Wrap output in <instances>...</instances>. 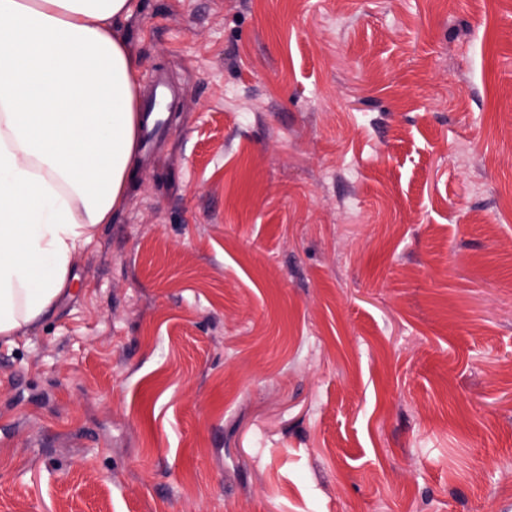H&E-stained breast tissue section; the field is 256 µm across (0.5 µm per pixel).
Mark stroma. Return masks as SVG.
I'll return each instance as SVG.
<instances>
[{
	"label": "stroma",
	"instance_id": "stroma-1",
	"mask_svg": "<svg viewBox=\"0 0 512 512\" xmlns=\"http://www.w3.org/2000/svg\"><path fill=\"white\" fill-rule=\"evenodd\" d=\"M168 134L0 340V512H512V0H135Z\"/></svg>",
	"mask_w": 512,
	"mask_h": 512
}]
</instances>
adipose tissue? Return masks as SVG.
Returning a JSON list of instances; mask_svg holds the SVG:
<instances>
[{
    "label": "adipose tissue",
    "mask_w": 512,
    "mask_h": 512,
    "mask_svg": "<svg viewBox=\"0 0 512 512\" xmlns=\"http://www.w3.org/2000/svg\"><path fill=\"white\" fill-rule=\"evenodd\" d=\"M134 0H0V339L65 293L137 174Z\"/></svg>",
    "instance_id": "ef3b65f1"
}]
</instances>
